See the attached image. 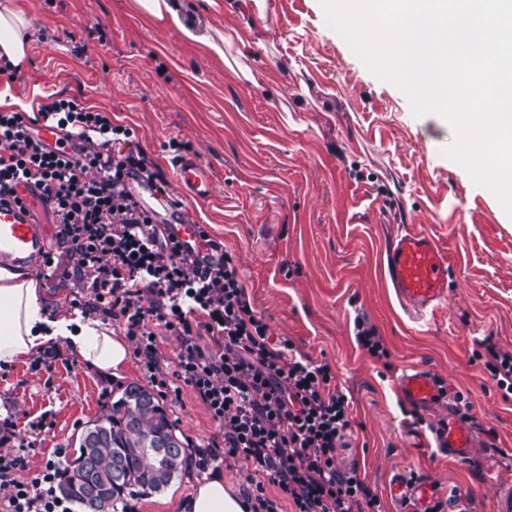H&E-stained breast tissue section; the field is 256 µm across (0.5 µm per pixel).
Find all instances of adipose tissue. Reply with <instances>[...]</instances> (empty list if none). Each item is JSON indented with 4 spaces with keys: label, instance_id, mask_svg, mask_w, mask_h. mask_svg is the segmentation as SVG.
<instances>
[{
    "label": "adipose tissue",
    "instance_id": "obj_1",
    "mask_svg": "<svg viewBox=\"0 0 512 512\" xmlns=\"http://www.w3.org/2000/svg\"><path fill=\"white\" fill-rule=\"evenodd\" d=\"M30 20L17 0H0V57L16 70L29 61ZM62 343L87 367L123 377L130 350L124 337L98 320L61 313L49 316L40 305L39 283L22 271L0 267V362L12 363ZM183 512H248L243 498L231 492L221 477L199 484L182 505Z\"/></svg>",
    "mask_w": 512,
    "mask_h": 512
}]
</instances>
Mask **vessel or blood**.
<instances>
[{
	"label": "vessel or blood",
	"instance_id": "vessel-or-blood-1",
	"mask_svg": "<svg viewBox=\"0 0 512 512\" xmlns=\"http://www.w3.org/2000/svg\"><path fill=\"white\" fill-rule=\"evenodd\" d=\"M174 172L190 199L203 202L212 196L213 174L197 158L177 159ZM16 192L19 203H0V263L29 265L45 251L51 230L43 220L45 206L40 190L34 184L22 183ZM169 216L181 240L195 239L197 227L190 223L183 207L170 206ZM386 269L397 300L414 319L433 312L448 293V258L425 231L416 227L406 228L393 241ZM396 388L412 407L442 412L426 428H408L413 448L424 455L443 454L456 461L475 458L479 435L472 421L454 404L450 388L440 375L429 369L408 368L397 377ZM389 493L400 503V512H429L434 487L426 479L408 483L404 472L399 471L390 481Z\"/></svg>",
	"mask_w": 512,
	"mask_h": 512
}]
</instances>
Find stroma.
Here are the masks:
<instances>
[{"mask_svg":"<svg viewBox=\"0 0 512 512\" xmlns=\"http://www.w3.org/2000/svg\"><path fill=\"white\" fill-rule=\"evenodd\" d=\"M30 17L29 63L0 88L37 117L50 94L111 112L160 168L166 191L183 201L172 166L194 156L214 176L204 203L186 202L193 223L224 243L244 275L251 304L273 340L289 339L329 364L352 398L353 434L339 456L393 512L387 493L399 467L425 476L439 494L467 496L492 512L494 483L512 480V395L500 390L477 354L484 342L512 355V217L495 195L442 156L454 134L439 115L414 117L407 97L370 73L325 22L319 0H176L196 39L166 26L138 0H19ZM231 31L244 45L240 65L203 41ZM422 226L447 253V298L410 318L389 288L383 256L402 225ZM38 279L44 303L67 311L90 275ZM376 326L391 368L358 346L356 316ZM51 369L32 359L0 368V421L11 419L23 451L21 479L34 477L57 448L78 452L90 420L105 414V391L147 384L131 358L123 378L90 370L63 349ZM424 366L450 381L489 445L460 464L420 461L403 434L419 412L395 381ZM162 405L178 434L206 445L215 432L190 387ZM241 492L250 467L213 462L148 498L126 497V512H182L205 475Z\"/></svg>","mask_w":512,"mask_h":512,"instance_id":"35a3bbf8","label":"stroma"}]
</instances>
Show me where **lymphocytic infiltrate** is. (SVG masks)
Segmentation results:
<instances>
[{"instance_id":"lymphocytic-infiltrate-1","label":"lymphocytic infiltrate","mask_w":512,"mask_h":512,"mask_svg":"<svg viewBox=\"0 0 512 512\" xmlns=\"http://www.w3.org/2000/svg\"><path fill=\"white\" fill-rule=\"evenodd\" d=\"M60 131L46 145L31 119L0 111V201L18 181L37 184L54 203L57 255L93 274L90 297L72 299L123 323L136 357L160 397L172 380L191 387L217 432L212 460L245 461L255 471L242 497L249 512H380V500L357 467L343 468L338 450L351 428V400L328 365L316 364L290 341L272 342L251 305L231 252L199 230L197 244L180 241L128 191L127 181L153 165L138 150H119L129 128L110 112L54 98L39 109ZM175 332L180 349L171 375L160 369L159 331ZM65 449L30 480L18 479L20 454H0L5 512H74L58 491ZM275 487L279 500L267 495Z\"/></svg>"}]
</instances>
